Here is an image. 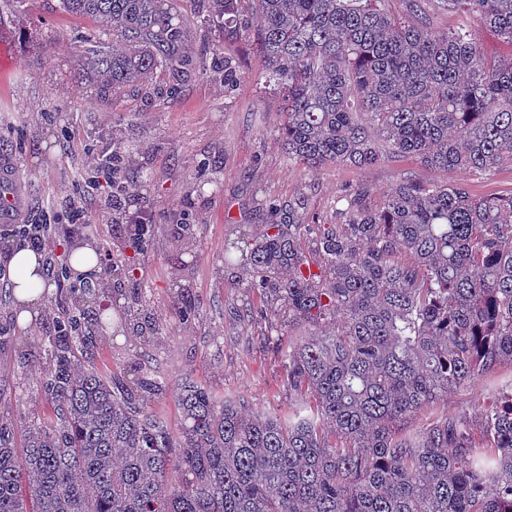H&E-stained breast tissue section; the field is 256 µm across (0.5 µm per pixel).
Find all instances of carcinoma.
<instances>
[{
    "instance_id": "obj_1",
    "label": "carcinoma",
    "mask_w": 512,
    "mask_h": 512,
    "mask_svg": "<svg viewBox=\"0 0 512 512\" xmlns=\"http://www.w3.org/2000/svg\"><path fill=\"white\" fill-rule=\"evenodd\" d=\"M208 22L257 18L255 43L288 97V161L365 170L399 156L431 170L512 167V57L485 55L469 30L439 31L460 11L512 48V0H208ZM97 28L78 77L104 103L185 64L184 32L162 0H59ZM336 223L308 224L298 198L251 233L233 224L224 265L248 294L288 312L270 323L294 395L288 414L190 380L180 433L149 409L157 378L128 381L94 361L107 299L144 345L159 325L138 289L105 270L90 288L60 284L49 362L20 384L51 406L0 417V512H512V392L480 432L436 411L448 390L512 362V194L403 178L381 201L359 183ZM151 224H128L140 250ZM315 243L317 259L307 258ZM426 410L418 431L405 423Z\"/></svg>"
}]
</instances>
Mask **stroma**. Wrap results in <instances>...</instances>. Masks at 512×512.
<instances>
[{"label":"stroma","mask_w":512,"mask_h":512,"mask_svg":"<svg viewBox=\"0 0 512 512\" xmlns=\"http://www.w3.org/2000/svg\"><path fill=\"white\" fill-rule=\"evenodd\" d=\"M173 12L184 24L189 62L104 105L94 85L75 75L76 46L92 35V24L60 11L58 0H26L0 30V158L11 160L21 179L19 222L38 224L61 213L67 194L95 224L87 240L56 238L54 253L63 262L85 242L102 254L113 247L122 214L110 207V188L96 181L86 158L111 150L112 139L122 142L135 182L127 206L151 220L154 234L144 251L114 269L142 288L159 338L147 347L128 331L102 337L96 363L132 380L147 362L158 363L165 389L149 407L176 432L177 391L187 377L225 397L244 398L261 413L283 416L292 406L275 346L258 341L274 308L266 297L244 295L224 266L227 225L248 231L270 223L271 213L258 206L269 196L283 205L305 197L306 221L332 224L336 199L350 186L367 184L377 201L405 175L461 184L478 197L507 194L512 167L490 175L433 171L410 156L366 170L328 166L312 172L288 165L280 141L284 92L268 78L251 15H244L243 31L228 38L220 28H202V0H174ZM228 54L237 70L229 83L223 64ZM180 224L192 226L193 246L175 242ZM181 265L188 269L184 282L192 305L183 323L171 314L184 283L176 277ZM16 312L9 283L0 282V380L14 386L11 399L0 403V416L19 422L50 410L15 381L23 364H46L35 344L51 320L10 323ZM510 389L512 365L505 364L483 381L449 391L444 408L476 427L483 410Z\"/></svg>","instance_id":"stroma-1"}]
</instances>
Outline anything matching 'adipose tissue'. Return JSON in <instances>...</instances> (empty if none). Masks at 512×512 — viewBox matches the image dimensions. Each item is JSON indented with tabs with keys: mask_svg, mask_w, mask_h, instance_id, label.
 Masks as SVG:
<instances>
[{
	"mask_svg": "<svg viewBox=\"0 0 512 512\" xmlns=\"http://www.w3.org/2000/svg\"><path fill=\"white\" fill-rule=\"evenodd\" d=\"M8 271L19 309V322H35L40 318L53 289L45 276L42 255L27 248H15L8 256Z\"/></svg>",
	"mask_w": 512,
	"mask_h": 512,
	"instance_id": "adipose-tissue-1",
	"label": "adipose tissue"
}]
</instances>
